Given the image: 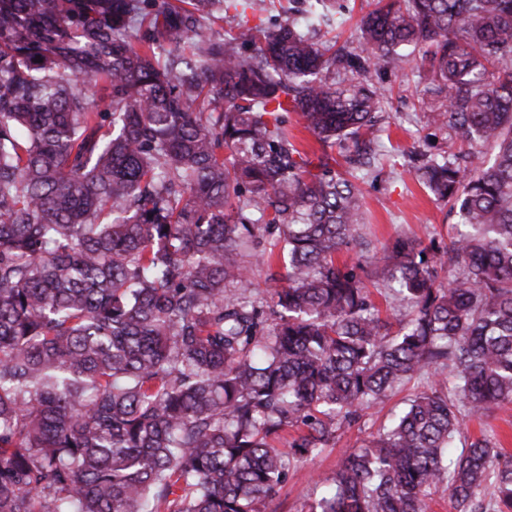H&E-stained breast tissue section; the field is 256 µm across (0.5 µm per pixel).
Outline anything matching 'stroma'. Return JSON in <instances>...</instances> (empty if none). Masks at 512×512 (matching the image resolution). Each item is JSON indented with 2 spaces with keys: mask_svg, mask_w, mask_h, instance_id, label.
I'll return each instance as SVG.
<instances>
[{
  "mask_svg": "<svg viewBox=\"0 0 512 512\" xmlns=\"http://www.w3.org/2000/svg\"><path fill=\"white\" fill-rule=\"evenodd\" d=\"M440 143L428 114L414 110L410 99L395 94L386 109L384 134L379 141L385 156L383 171L369 176L362 185L363 238L371 251H379L386 241L400 234L423 240L433 236L451 239L454 218L447 206L436 201L404 166L407 154H433ZM422 388L419 380L401 386L346 429L336 445L291 467L279 498L272 504L274 512H309L320 493L315 485L318 477L338 469L346 453L370 440ZM464 433L471 438L484 435L498 440L512 453V403L492 407L482 421L466 422Z\"/></svg>",
  "mask_w": 512,
  "mask_h": 512,
  "instance_id": "35a3bbf8",
  "label": "stroma"
}]
</instances>
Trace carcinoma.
<instances>
[{
    "instance_id": "1",
    "label": "carcinoma",
    "mask_w": 512,
    "mask_h": 512,
    "mask_svg": "<svg viewBox=\"0 0 512 512\" xmlns=\"http://www.w3.org/2000/svg\"><path fill=\"white\" fill-rule=\"evenodd\" d=\"M264 2L0 0V512H266L421 377L311 512H426L439 488L512 512V455L454 447L512 401V0H376L352 51L238 20ZM334 9L312 0L307 27ZM417 51L415 104L462 149L412 171L461 230L339 263L388 100L372 74ZM270 235L284 272L248 295Z\"/></svg>"
}]
</instances>
